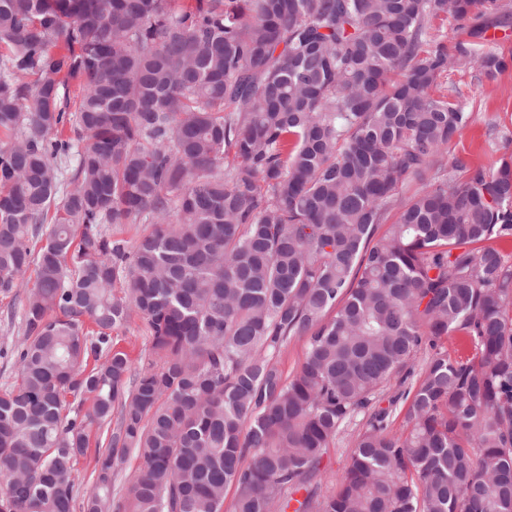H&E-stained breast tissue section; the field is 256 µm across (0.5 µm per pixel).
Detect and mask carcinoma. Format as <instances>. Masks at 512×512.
<instances>
[{
	"label": "carcinoma",
	"instance_id": "cac0c4a2",
	"mask_svg": "<svg viewBox=\"0 0 512 512\" xmlns=\"http://www.w3.org/2000/svg\"><path fill=\"white\" fill-rule=\"evenodd\" d=\"M497 7L0 0V292L36 272L0 512H73L94 430L83 512H512V156L448 162L471 113L442 83L506 68L474 49ZM124 224L151 229L130 250ZM134 314L156 364L114 345ZM305 351V341L302 338H294L288 342V345L282 349L279 363L286 374L296 370L303 359ZM360 429L361 425H351L346 428L337 437L336 443L332 445L329 454L324 458L323 466L327 470V476L322 481V493L330 491L333 487L331 475L336 476V480L341 476ZM105 435H102L100 432L95 434L94 432L91 435L89 447L87 448L86 455L80 459V463L78 467L77 473V489L78 503L81 502L84 495H86L93 488V465L94 458L98 453L99 449L105 448ZM138 466L139 459L133 453H129L125 460L118 465L117 478L113 486L114 495L117 496V494L121 495L124 493L125 487L131 481Z\"/></svg>",
	"mask_w": 512,
	"mask_h": 512
}]
</instances>
